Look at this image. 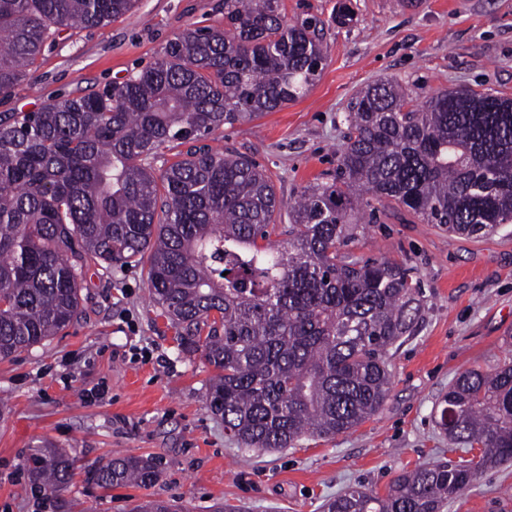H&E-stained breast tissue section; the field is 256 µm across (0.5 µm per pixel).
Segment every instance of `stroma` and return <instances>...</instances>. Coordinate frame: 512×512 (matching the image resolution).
I'll return each mask as SVG.
<instances>
[{"mask_svg": "<svg viewBox=\"0 0 512 512\" xmlns=\"http://www.w3.org/2000/svg\"><path fill=\"white\" fill-rule=\"evenodd\" d=\"M347 2L354 21L326 28L324 68L303 97L211 137L253 156L285 200L333 177L347 105L369 83L397 81L417 101L458 88L512 98V0ZM223 23L224 0H140L104 26L51 33L27 77L0 97V115L121 82L187 25ZM350 249L412 267L421 282L420 319L390 350L392 387L377 415L292 448L242 449L207 405L211 367L181 351L150 301L145 270L91 274L77 323L0 361V512H128L155 498L181 512L224 503L322 512L348 487L382 496L403 471L458 459L437 424L439 403L460 372L512 360V224L472 238L386 207L359 224ZM46 447L76 462L55 497L35 492L23 468ZM121 456L158 459V481L108 492L91 482L94 464ZM448 512H512V461L485 471Z\"/></svg>", "mask_w": 512, "mask_h": 512, "instance_id": "1", "label": "stroma"}]
</instances>
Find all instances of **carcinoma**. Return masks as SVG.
<instances>
[{"instance_id":"cac0c4a2","label":"carcinoma","mask_w":512,"mask_h":512,"mask_svg":"<svg viewBox=\"0 0 512 512\" xmlns=\"http://www.w3.org/2000/svg\"><path fill=\"white\" fill-rule=\"evenodd\" d=\"M137 5L0 0V96L51 28L102 26ZM324 27L316 15L288 21L280 0H224V28H186L111 88L0 118L1 361L81 319L90 267L141 265L178 346L213 368L208 407L242 447L291 448L382 410L389 350L421 306L412 268L345 250L357 214L394 201L474 238L512 224V98L453 89L415 104L395 81L370 84L348 106L336 177L286 202L251 156L206 140L300 98L324 64ZM173 145L186 149L155 168ZM440 405L456 412L440 427L473 459L403 472L382 497L349 487L323 512H448L512 459V362L460 373ZM74 470L45 448L29 476L51 496ZM158 477L157 460L140 456L90 472L103 490ZM130 512L176 508L151 499Z\"/></svg>"}]
</instances>
